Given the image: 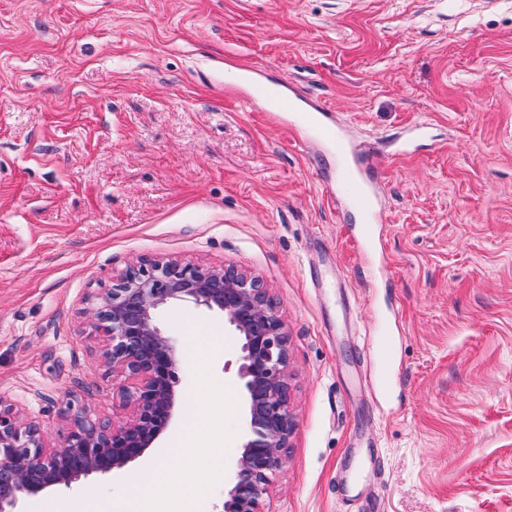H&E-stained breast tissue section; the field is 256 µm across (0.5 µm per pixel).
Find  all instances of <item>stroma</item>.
<instances>
[{
	"mask_svg": "<svg viewBox=\"0 0 512 512\" xmlns=\"http://www.w3.org/2000/svg\"><path fill=\"white\" fill-rule=\"evenodd\" d=\"M243 67L377 155L389 275L327 191L341 158L226 94ZM417 122L439 145L396 155ZM144 257L251 273L288 327L296 426L263 512H359L340 480L373 512H512V0H0V396L51 437L70 405L125 418L86 308ZM155 321L183 355L156 448L19 512L133 500L160 462L193 484L161 512H220L237 339L189 302Z\"/></svg>",
	"mask_w": 512,
	"mask_h": 512,
	"instance_id": "35a3bbf8",
	"label": "stroma"
}]
</instances>
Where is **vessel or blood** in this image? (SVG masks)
<instances>
[{"label": "vessel or blood", "mask_w": 512, "mask_h": 512, "mask_svg": "<svg viewBox=\"0 0 512 512\" xmlns=\"http://www.w3.org/2000/svg\"><path fill=\"white\" fill-rule=\"evenodd\" d=\"M246 93V105L263 104L265 111L283 119L291 131L309 132L310 143L335 150L345 158L340 178L351 191L337 197L336 202L343 210L356 213V241L368 247L386 207L373 156L347 137L333 110L320 100L304 99L293 88L266 85L254 78L248 81Z\"/></svg>", "instance_id": "obj_1"}]
</instances>
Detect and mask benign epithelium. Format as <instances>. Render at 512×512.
I'll use <instances>...</instances> for the list:
<instances>
[{"label": "benign epithelium", "mask_w": 512, "mask_h": 512, "mask_svg": "<svg viewBox=\"0 0 512 512\" xmlns=\"http://www.w3.org/2000/svg\"><path fill=\"white\" fill-rule=\"evenodd\" d=\"M191 302L224 314L241 343L246 437L220 512H262L270 477L286 457L295 427L290 408L288 330L261 282L234 267L211 268L163 257L144 258L93 295V328L102 364L121 386L130 411L118 425L74 410L66 434L47 430L0 396V512L22 498L109 474L141 458L168 427L176 401L179 353L155 324L156 311Z\"/></svg>", "instance_id": "7a95c632"}]
</instances>
